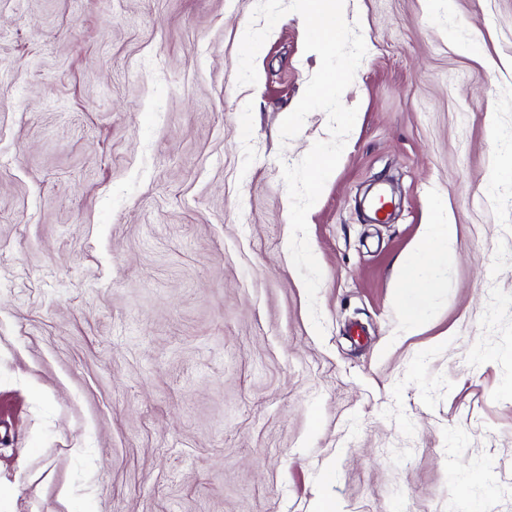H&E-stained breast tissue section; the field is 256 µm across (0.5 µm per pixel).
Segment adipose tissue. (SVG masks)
Wrapping results in <instances>:
<instances>
[{"mask_svg": "<svg viewBox=\"0 0 512 512\" xmlns=\"http://www.w3.org/2000/svg\"><path fill=\"white\" fill-rule=\"evenodd\" d=\"M455 255L456 241L449 225H424L414 252L399 270L397 300L410 322H419L421 302L440 287Z\"/></svg>", "mask_w": 512, "mask_h": 512, "instance_id": "ef3b65f1", "label": "adipose tissue"}]
</instances>
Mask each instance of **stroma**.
Masks as SVG:
<instances>
[{"instance_id": "obj_1", "label": "stroma", "mask_w": 512, "mask_h": 512, "mask_svg": "<svg viewBox=\"0 0 512 512\" xmlns=\"http://www.w3.org/2000/svg\"><path fill=\"white\" fill-rule=\"evenodd\" d=\"M257 0H0V512H512V0H344L366 54L289 252L320 66ZM455 226L410 333L397 265Z\"/></svg>"}]
</instances>
